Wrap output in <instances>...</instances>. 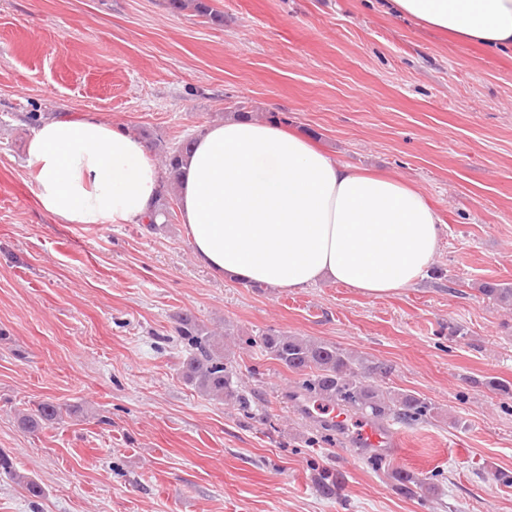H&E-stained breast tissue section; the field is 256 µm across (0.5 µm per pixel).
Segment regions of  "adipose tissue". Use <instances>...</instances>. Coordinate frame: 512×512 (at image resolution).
<instances>
[{"instance_id":"adipose-tissue-1","label":"adipose tissue","mask_w":512,"mask_h":512,"mask_svg":"<svg viewBox=\"0 0 512 512\" xmlns=\"http://www.w3.org/2000/svg\"><path fill=\"white\" fill-rule=\"evenodd\" d=\"M398 15L489 53L512 50V0H391ZM145 143L95 114L38 126L27 144L41 207L63 224H135L160 173ZM181 220L195 259L245 284L329 280L383 298L440 248L436 210L400 180L330 159L280 124L227 119L181 165Z\"/></svg>"}]
</instances>
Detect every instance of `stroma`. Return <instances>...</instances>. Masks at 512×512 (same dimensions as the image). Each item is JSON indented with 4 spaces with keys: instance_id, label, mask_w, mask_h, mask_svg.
Here are the masks:
<instances>
[{
    "instance_id": "stroma-1",
    "label": "stroma",
    "mask_w": 512,
    "mask_h": 512,
    "mask_svg": "<svg viewBox=\"0 0 512 512\" xmlns=\"http://www.w3.org/2000/svg\"><path fill=\"white\" fill-rule=\"evenodd\" d=\"M216 26L167 0H0V512H512V58L394 16L386 0H211ZM241 109L276 112L332 158L420 188L442 222L422 279L385 298L323 281L255 289L199 263L180 220L61 224L26 153L32 114L95 113L173 145ZM223 335L257 405L186 383L175 315ZM274 329L387 367L437 417L405 426L390 466L437 472L398 494L369 451L288 400L299 377L253 340ZM62 406L31 433L19 411ZM343 477L322 496L321 468ZM0 469L7 473L17 485L22 487L29 497L41 498L44 495V489L40 483L29 474L16 470L8 455L0 453Z\"/></svg>"
}]
</instances>
